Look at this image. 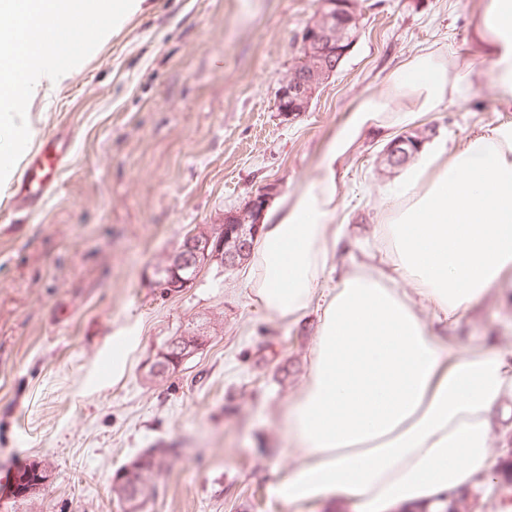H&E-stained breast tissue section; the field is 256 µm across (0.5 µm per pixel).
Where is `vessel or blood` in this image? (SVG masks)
I'll return each instance as SVG.
<instances>
[{
    "label": "vessel or blood",
    "instance_id": "1",
    "mask_svg": "<svg viewBox=\"0 0 512 512\" xmlns=\"http://www.w3.org/2000/svg\"><path fill=\"white\" fill-rule=\"evenodd\" d=\"M64 152L63 143L46 142L38 151L26 155L22 177L13 187V206L32 208L51 194Z\"/></svg>",
    "mask_w": 512,
    "mask_h": 512
}]
</instances>
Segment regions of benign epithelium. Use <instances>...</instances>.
Returning <instances> with one entry per match:
<instances>
[{
  "label": "benign epithelium",
  "instance_id": "1",
  "mask_svg": "<svg viewBox=\"0 0 512 512\" xmlns=\"http://www.w3.org/2000/svg\"><path fill=\"white\" fill-rule=\"evenodd\" d=\"M352 24L360 25L358 0H321V13L305 31L307 56L291 69L278 91V112L283 117L307 111L317 91L336 73L338 63L353 46L345 35V28ZM272 191L269 187L250 197L248 223L226 225L221 217L214 230L190 234L170 256L174 278L161 280L170 288V293H180L195 283L184 277L187 272L212 266L233 267L244 259L259 235ZM201 350L200 346L185 343V337L175 336L156 351L147 365L153 367L156 374L160 370L158 362L177 357L186 361ZM47 482L48 479L42 477L31 481L22 476L15 479L13 490L19 497H28L39 492Z\"/></svg>",
  "mask_w": 512,
  "mask_h": 512
}]
</instances>
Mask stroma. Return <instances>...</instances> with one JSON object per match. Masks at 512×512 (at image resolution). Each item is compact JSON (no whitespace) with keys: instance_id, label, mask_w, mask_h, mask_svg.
<instances>
[{"instance_id":"obj_1","label":"stroma","mask_w":512,"mask_h":512,"mask_svg":"<svg viewBox=\"0 0 512 512\" xmlns=\"http://www.w3.org/2000/svg\"><path fill=\"white\" fill-rule=\"evenodd\" d=\"M481 0H364L361 29L308 111L283 118L281 83L302 55L319 0H140L97 53L43 85L30 145L56 139L69 158L31 211L0 185V475L50 473L36 495L0 512H121L117 469L144 448H178L154 475L148 512H352L300 509L270 492L288 468L279 421L303 380L316 320L286 328L252 310L242 267H210L164 294L154 269L184 234L272 188L298 192L346 110L417 48L473 55ZM512 123L491 83L427 118L429 140ZM366 140L342 186L347 234L337 270L367 259L383 191L398 176ZM218 316L207 347L169 378L144 364L187 323ZM456 343L512 351V276L453 328ZM138 343L112 368L116 337Z\"/></svg>"}]
</instances>
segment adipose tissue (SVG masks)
<instances>
[{"mask_svg": "<svg viewBox=\"0 0 512 512\" xmlns=\"http://www.w3.org/2000/svg\"><path fill=\"white\" fill-rule=\"evenodd\" d=\"M470 37L480 56L427 45L360 96L316 174L274 202L251 247V306L289 327L317 317L304 381L281 414L289 465L271 492L287 505L442 512L450 494L493 475L512 352L459 348L450 331L512 272V124L452 151L423 144L384 192L374 230L384 261L353 262L327 282L358 143L419 126L486 80L512 106V0H482ZM423 305L436 324L420 316Z\"/></svg>", "mask_w": 512, "mask_h": 512, "instance_id": "obj_1", "label": "adipose tissue"}]
</instances>
